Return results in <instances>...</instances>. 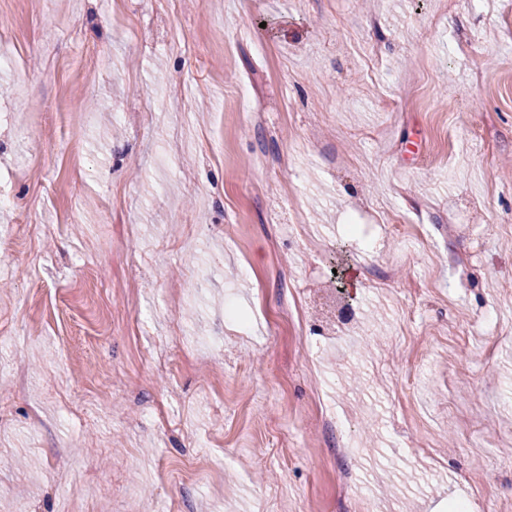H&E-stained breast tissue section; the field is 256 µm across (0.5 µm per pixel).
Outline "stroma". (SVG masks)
<instances>
[{
  "instance_id": "stroma-1",
  "label": "stroma",
  "mask_w": 512,
  "mask_h": 512,
  "mask_svg": "<svg viewBox=\"0 0 512 512\" xmlns=\"http://www.w3.org/2000/svg\"><path fill=\"white\" fill-rule=\"evenodd\" d=\"M1 192L0 512L512 503V0H0Z\"/></svg>"
}]
</instances>
